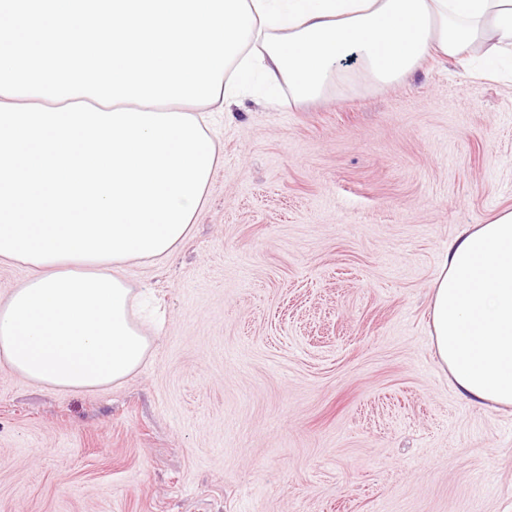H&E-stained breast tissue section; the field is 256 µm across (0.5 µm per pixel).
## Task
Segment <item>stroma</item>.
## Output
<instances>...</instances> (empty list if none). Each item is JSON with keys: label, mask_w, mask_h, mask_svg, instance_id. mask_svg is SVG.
Masks as SVG:
<instances>
[{"label": "stroma", "mask_w": 512, "mask_h": 512, "mask_svg": "<svg viewBox=\"0 0 512 512\" xmlns=\"http://www.w3.org/2000/svg\"><path fill=\"white\" fill-rule=\"evenodd\" d=\"M189 237L129 265L163 314L123 382L0 365V512H512V410L440 369L449 240L512 206V79L425 59L314 100L203 105Z\"/></svg>", "instance_id": "obj_1"}]
</instances>
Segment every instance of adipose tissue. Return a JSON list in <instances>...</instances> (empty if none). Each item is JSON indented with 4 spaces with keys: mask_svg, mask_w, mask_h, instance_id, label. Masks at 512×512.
<instances>
[{
    "mask_svg": "<svg viewBox=\"0 0 512 512\" xmlns=\"http://www.w3.org/2000/svg\"><path fill=\"white\" fill-rule=\"evenodd\" d=\"M77 4L67 15L56 0H0V262L30 271L0 295V363L62 389L121 382L147 355L123 271L170 256L205 199L220 156L192 106L247 88L305 100L359 78L388 83L430 56L496 81L512 59V0ZM88 22L112 65L67 77L40 37L78 40ZM86 95L98 107L79 105ZM48 209L58 223H43ZM428 312L456 391L512 409L511 208L449 241Z\"/></svg>",
    "mask_w": 512,
    "mask_h": 512,
    "instance_id": "1",
    "label": "adipose tissue"
}]
</instances>
